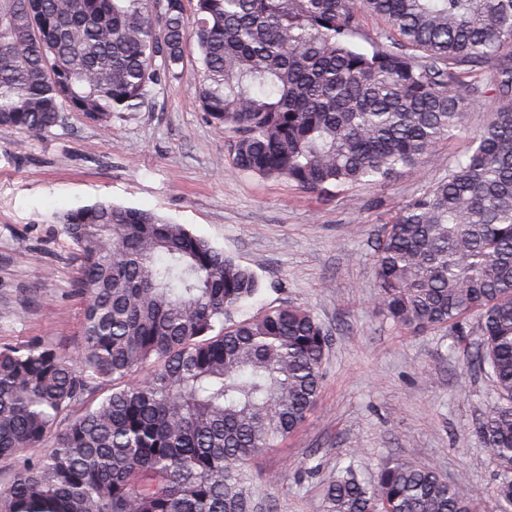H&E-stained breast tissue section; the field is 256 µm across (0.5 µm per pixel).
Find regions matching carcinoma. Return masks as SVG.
<instances>
[{
	"label": "carcinoma",
	"mask_w": 512,
	"mask_h": 512,
	"mask_svg": "<svg viewBox=\"0 0 512 512\" xmlns=\"http://www.w3.org/2000/svg\"><path fill=\"white\" fill-rule=\"evenodd\" d=\"M367 15L384 26L357 47ZM197 49L201 110L232 169L317 195L420 171L493 102L471 153L401 206L375 248L376 307L462 326L497 399L477 432L512 512V0H0V128L132 112ZM84 302L71 351L0 343V512H273L252 461L305 423L331 348L301 306L235 322L255 272L140 209L59 217ZM326 512H476L399 459L324 483Z\"/></svg>",
	"instance_id": "obj_1"
}]
</instances>
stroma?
Returning a JSON list of instances; mask_svg holds the SVG:
<instances>
[{"label":"stroma","mask_w":512,"mask_h":512,"mask_svg":"<svg viewBox=\"0 0 512 512\" xmlns=\"http://www.w3.org/2000/svg\"><path fill=\"white\" fill-rule=\"evenodd\" d=\"M200 81L191 48L177 80L154 85L137 111L108 125L67 112L40 137L0 129V343L71 348L81 339L59 214L99 201L153 211L255 271L260 291L234 320L301 305L332 333L308 421L252 463L276 512H324L329 475L352 464L369 476L389 457L465 479L480 512H499L497 468L476 431L492 382L454 350L449 329L397 326L372 303L385 222L467 157L488 104L474 108L468 131L437 144L421 174L323 198L234 172L223 128L198 106Z\"/></svg>","instance_id":"stroma-1"}]
</instances>
